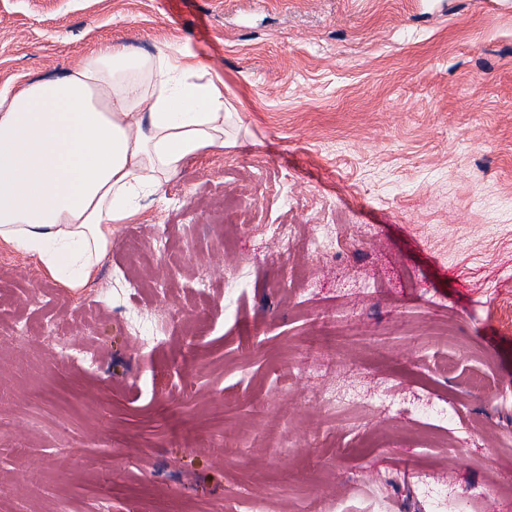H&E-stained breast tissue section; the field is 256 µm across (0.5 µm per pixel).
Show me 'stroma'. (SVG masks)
I'll return each mask as SVG.
<instances>
[{"label":"stroma","instance_id":"stroma-1","mask_svg":"<svg viewBox=\"0 0 512 512\" xmlns=\"http://www.w3.org/2000/svg\"><path fill=\"white\" fill-rule=\"evenodd\" d=\"M103 42L179 45L234 108L207 153L122 225L76 295L0 242V512H366L416 475L467 512H512V0H0V91ZM239 205L234 223L225 203ZM352 228L315 257L324 225ZM292 224L282 251L267 234ZM132 271L168 309L138 354L98 289ZM242 276L233 305L224 277ZM94 350L86 372L45 346ZM450 360L441 377L430 360ZM282 380L274 389V380ZM440 393L470 445L381 414L370 394ZM352 384L366 399H310Z\"/></svg>","mask_w":512,"mask_h":512}]
</instances>
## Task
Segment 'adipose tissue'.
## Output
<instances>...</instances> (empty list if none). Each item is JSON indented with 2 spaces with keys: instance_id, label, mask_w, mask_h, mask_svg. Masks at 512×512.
<instances>
[{
  "instance_id": "obj_1",
  "label": "adipose tissue",
  "mask_w": 512,
  "mask_h": 512,
  "mask_svg": "<svg viewBox=\"0 0 512 512\" xmlns=\"http://www.w3.org/2000/svg\"><path fill=\"white\" fill-rule=\"evenodd\" d=\"M228 109L220 77L181 47L104 44L0 92V240L82 290L142 201L223 150Z\"/></svg>"
}]
</instances>
